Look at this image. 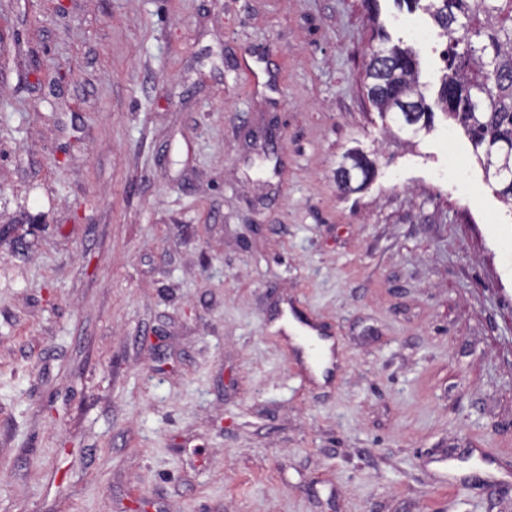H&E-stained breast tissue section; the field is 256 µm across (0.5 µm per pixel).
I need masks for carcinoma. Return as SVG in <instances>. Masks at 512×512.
Returning a JSON list of instances; mask_svg holds the SVG:
<instances>
[{
  "mask_svg": "<svg viewBox=\"0 0 512 512\" xmlns=\"http://www.w3.org/2000/svg\"><path fill=\"white\" fill-rule=\"evenodd\" d=\"M427 11L448 39L446 73L433 101L420 87V60L403 42L389 44L376 32L369 51L368 97L383 116L401 113V100L416 106L418 121L431 128L435 110L467 134L485 161L495 148H512V0H397Z\"/></svg>",
  "mask_w": 512,
  "mask_h": 512,
  "instance_id": "carcinoma-1",
  "label": "carcinoma"
}]
</instances>
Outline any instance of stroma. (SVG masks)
<instances>
[{
  "mask_svg": "<svg viewBox=\"0 0 512 512\" xmlns=\"http://www.w3.org/2000/svg\"><path fill=\"white\" fill-rule=\"evenodd\" d=\"M379 8L0 0V512H512V206L372 106L447 45Z\"/></svg>",
  "mask_w": 512,
  "mask_h": 512,
  "instance_id": "obj_1",
  "label": "stroma"
}]
</instances>
